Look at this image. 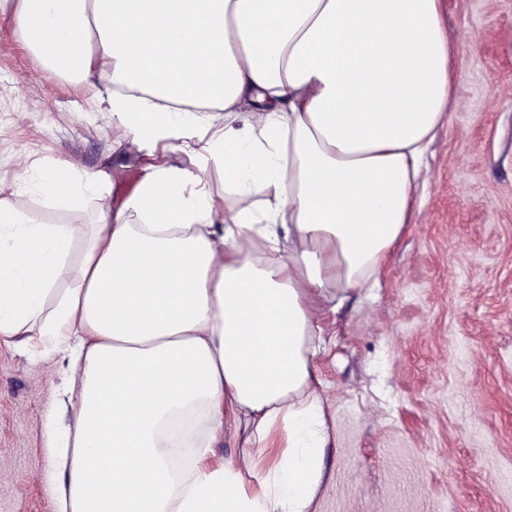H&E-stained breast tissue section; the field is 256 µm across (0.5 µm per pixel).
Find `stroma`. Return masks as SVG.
<instances>
[{
  "mask_svg": "<svg viewBox=\"0 0 512 512\" xmlns=\"http://www.w3.org/2000/svg\"><path fill=\"white\" fill-rule=\"evenodd\" d=\"M461 107L438 127L406 230L375 284L325 312L331 440L315 512H512V0H441ZM46 82H29L32 71ZM98 171L60 206L44 168ZM194 156L132 141L86 84L44 70L0 15V199L83 235L149 167ZM62 375L0 342V512H57L47 426Z\"/></svg>",
  "mask_w": 512,
  "mask_h": 512,
  "instance_id": "obj_1",
  "label": "stroma"
}]
</instances>
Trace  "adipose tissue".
<instances>
[{
  "label": "adipose tissue",
  "mask_w": 512,
  "mask_h": 512,
  "mask_svg": "<svg viewBox=\"0 0 512 512\" xmlns=\"http://www.w3.org/2000/svg\"><path fill=\"white\" fill-rule=\"evenodd\" d=\"M0 14L53 71L93 92L109 75L106 109L135 140L203 159L152 169L80 242L0 201V340L26 337L80 379L71 424L50 430L58 512H312L329 440L320 313L375 279L459 104L440 0H0ZM245 101L255 124L201 152L185 136ZM211 166L237 197L222 217L199 188ZM100 185L52 168L41 188L68 203ZM229 420L256 450L254 484L211 462Z\"/></svg>",
  "instance_id": "1"
}]
</instances>
